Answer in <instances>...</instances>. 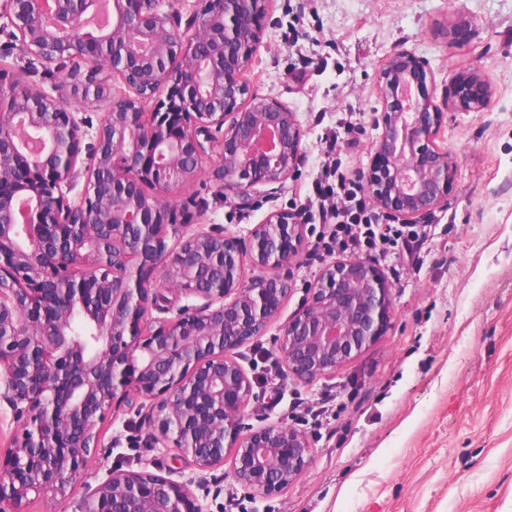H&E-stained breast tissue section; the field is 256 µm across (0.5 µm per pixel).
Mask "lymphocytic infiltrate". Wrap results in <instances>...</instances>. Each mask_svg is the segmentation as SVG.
<instances>
[{"instance_id": "f902f5d3", "label": "lymphocytic infiltrate", "mask_w": 512, "mask_h": 512, "mask_svg": "<svg viewBox=\"0 0 512 512\" xmlns=\"http://www.w3.org/2000/svg\"><path fill=\"white\" fill-rule=\"evenodd\" d=\"M303 207L320 226L312 242L316 256L364 253L384 259L402 251L417 264L433 237L428 224L387 223L385 214L371 206L360 179L345 175L335 161L323 163Z\"/></svg>"}]
</instances>
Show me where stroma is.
I'll return each mask as SVG.
<instances>
[{"mask_svg":"<svg viewBox=\"0 0 512 512\" xmlns=\"http://www.w3.org/2000/svg\"><path fill=\"white\" fill-rule=\"evenodd\" d=\"M463 34L449 38L448 25ZM408 49L429 63L435 93L463 63L492 86L484 112L448 111L440 142L455 164L446 206L424 216L435 235L412 265L379 261L392 286L386 333L329 378L286 379L274 331L239 351L256 385L245 422L283 421L306 433L312 456L287 490L252 499L228 470H194L174 449L150 448L147 423L121 411L105 421L82 493L110 472L186 483L208 512H512V0H273L247 81L297 113L304 147L293 177L258 184L249 206L210 178L178 190L193 221L241 233L268 214L300 213L323 159L320 138L343 113L364 132L339 138L342 170L360 175L378 131V65ZM324 267L300 251L281 315L295 314Z\"/></svg>","mask_w":512,"mask_h":512,"instance_id":"stroma-1","label":"stroma"}]
</instances>
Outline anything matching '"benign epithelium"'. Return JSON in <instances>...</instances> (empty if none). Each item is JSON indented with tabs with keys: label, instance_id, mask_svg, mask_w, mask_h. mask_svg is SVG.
Instances as JSON below:
<instances>
[{
	"label": "benign epithelium",
	"instance_id": "1",
	"mask_svg": "<svg viewBox=\"0 0 512 512\" xmlns=\"http://www.w3.org/2000/svg\"><path fill=\"white\" fill-rule=\"evenodd\" d=\"M197 2L185 39L162 0H112L104 33L85 24L98 0H0L28 59L67 69L82 104L106 103L94 126L0 65V405L17 424L0 448V512H20L31 494L74 498L104 447L100 425L121 407L148 421L152 447L198 470L229 456L237 484L276 496L309 466L311 443L283 421L242 426L253 381L237 351L275 325L288 374L312 383L388 326L391 286L360 258L327 265L278 323L305 225L283 210L244 235L193 229L192 202L170 199L206 174L246 204L253 186L292 176L303 149L296 112L243 79L271 0ZM107 71L129 92L112 95ZM432 82L407 49L376 72L365 189L401 224L440 209L452 188V157L437 144L444 110L482 112L491 98L467 65L440 98ZM248 265L276 273L248 279ZM167 292L184 304L172 308ZM188 494L161 475L115 471L79 512H187Z\"/></svg>",
	"mask_w": 512,
	"mask_h": 512
}]
</instances>
